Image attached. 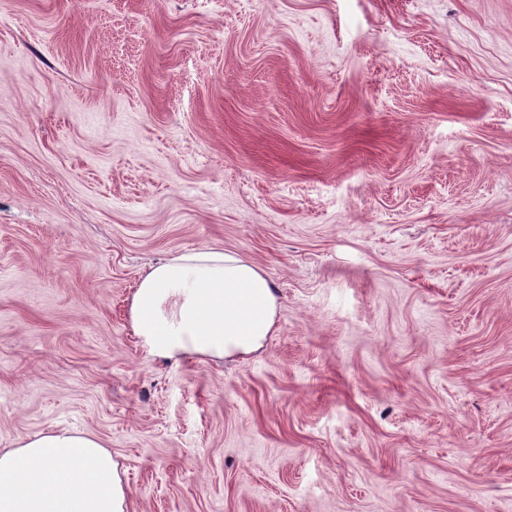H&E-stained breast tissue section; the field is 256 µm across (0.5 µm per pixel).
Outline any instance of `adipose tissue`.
I'll return each instance as SVG.
<instances>
[{"instance_id": "ef3b65f1", "label": "adipose tissue", "mask_w": 512, "mask_h": 512, "mask_svg": "<svg viewBox=\"0 0 512 512\" xmlns=\"http://www.w3.org/2000/svg\"><path fill=\"white\" fill-rule=\"evenodd\" d=\"M278 297L253 262L212 246L151 265L135 288L130 318L149 357L214 360L262 348ZM0 512H126L110 449L61 429L0 448Z\"/></svg>"}]
</instances>
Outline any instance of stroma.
<instances>
[{
	"instance_id": "35a3bbf8",
	"label": "stroma",
	"mask_w": 512,
	"mask_h": 512,
	"mask_svg": "<svg viewBox=\"0 0 512 512\" xmlns=\"http://www.w3.org/2000/svg\"><path fill=\"white\" fill-rule=\"evenodd\" d=\"M206 246L272 335L148 357ZM61 428L126 512H512V0H0V448ZM277 308L275 285L262 269L212 246L151 265L133 293L130 318L149 357L224 360L262 348Z\"/></svg>"
}]
</instances>
